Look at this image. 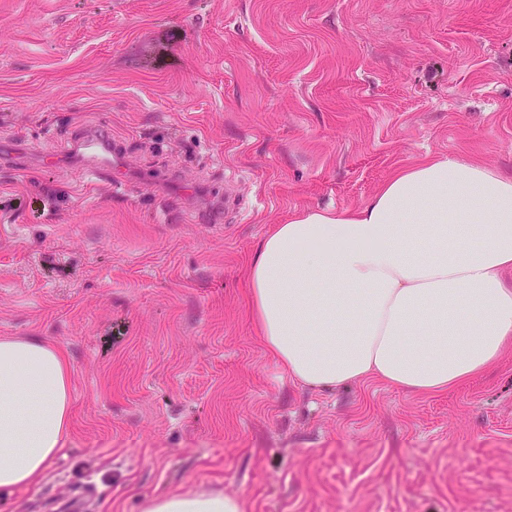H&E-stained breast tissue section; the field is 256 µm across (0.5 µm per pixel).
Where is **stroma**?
Here are the masks:
<instances>
[{
    "label": "stroma",
    "instance_id": "35a3bbf8",
    "mask_svg": "<svg viewBox=\"0 0 512 512\" xmlns=\"http://www.w3.org/2000/svg\"><path fill=\"white\" fill-rule=\"evenodd\" d=\"M448 154L512 172V0H0V336L60 347L73 395L0 512H512V351L436 395L312 389L250 319L274 225ZM85 170L91 176L96 177L106 171L112 178V143L101 134L94 135L83 142ZM142 512H243L241 501L224 493H173L148 499Z\"/></svg>",
    "mask_w": 512,
    "mask_h": 512
}]
</instances>
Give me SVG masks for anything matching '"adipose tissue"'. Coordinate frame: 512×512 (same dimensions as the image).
Segmentation results:
<instances>
[{"mask_svg":"<svg viewBox=\"0 0 512 512\" xmlns=\"http://www.w3.org/2000/svg\"><path fill=\"white\" fill-rule=\"evenodd\" d=\"M248 277L252 319L291 379L448 391L512 347V174L454 155L423 159L362 208L277 225ZM71 404L57 346L0 337V494L50 468ZM142 512L243 510L238 498L199 491L150 498Z\"/></svg>","mask_w":512,"mask_h":512,"instance_id":"1","label":"adipose tissue"}]
</instances>
